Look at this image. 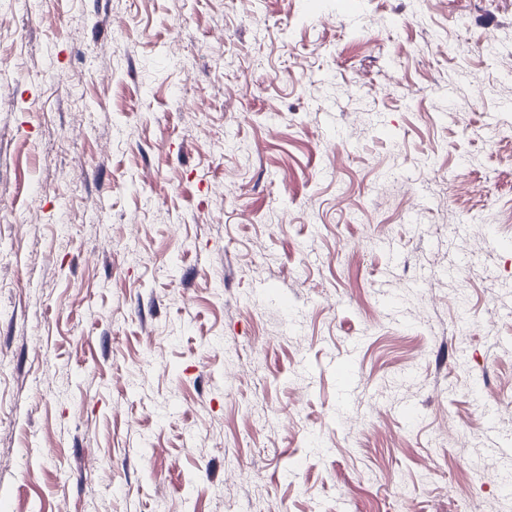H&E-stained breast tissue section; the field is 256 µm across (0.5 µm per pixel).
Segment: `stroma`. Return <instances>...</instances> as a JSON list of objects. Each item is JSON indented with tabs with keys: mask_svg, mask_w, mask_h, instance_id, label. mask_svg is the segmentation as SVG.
I'll return each mask as SVG.
<instances>
[{
	"mask_svg": "<svg viewBox=\"0 0 512 512\" xmlns=\"http://www.w3.org/2000/svg\"><path fill=\"white\" fill-rule=\"evenodd\" d=\"M1 16L0 512H512V0Z\"/></svg>",
	"mask_w": 512,
	"mask_h": 512,
	"instance_id": "stroma-1",
	"label": "stroma"
}]
</instances>
